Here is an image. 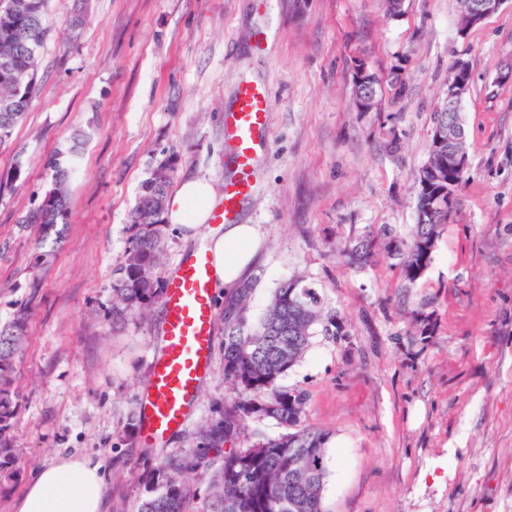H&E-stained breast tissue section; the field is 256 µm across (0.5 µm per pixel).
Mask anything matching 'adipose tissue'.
<instances>
[{"label":"adipose tissue","mask_w":512,"mask_h":512,"mask_svg":"<svg viewBox=\"0 0 512 512\" xmlns=\"http://www.w3.org/2000/svg\"><path fill=\"white\" fill-rule=\"evenodd\" d=\"M217 201L214 186L202 179L184 181L167 203L169 223L196 234L207 224ZM265 246L260 225L238 223L209 226L205 247L216 276L214 287L232 292L253 269ZM17 512H104L99 467L83 458L52 463L37 474L17 505Z\"/></svg>","instance_id":"obj_1"}]
</instances>
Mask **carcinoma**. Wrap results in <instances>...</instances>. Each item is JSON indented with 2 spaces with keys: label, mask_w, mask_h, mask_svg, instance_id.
<instances>
[{
  "label": "carcinoma",
  "mask_w": 512,
  "mask_h": 512,
  "mask_svg": "<svg viewBox=\"0 0 512 512\" xmlns=\"http://www.w3.org/2000/svg\"><path fill=\"white\" fill-rule=\"evenodd\" d=\"M47 0H0V143L24 118L35 90V60L51 30ZM72 163L54 161L53 188L23 220L37 226L38 260L46 264L65 237L69 209L68 172ZM175 165H158L143 185L130 216L128 247L117 289L119 304L112 317L140 316L163 297L165 210ZM448 183L444 173L427 188H418L417 221L406 237L387 227L368 232L345 245L341 253L363 268L382 249L400 260L405 279L414 284L432 261L435 242L448 217L428 211L432 196ZM256 281L250 279L224 298V406L203 424L195 445L177 456L161 457L150 470L138 512H192L193 476L206 475L203 512H324L328 477L327 433L304 426L307 396L288 389L281 378L304 357L316 326L336 334L341 318L326 310L314 287L301 277L275 289L264 315L249 322V301ZM26 314L0 325V496L7 495L21 473L19 449L10 431L18 418L14 374L26 344ZM253 416L271 418L283 429L278 436H259L248 448L237 447ZM230 449H225V445ZM306 457L305 467L294 465Z\"/></svg>",
  "instance_id": "cac0c4a2"
}]
</instances>
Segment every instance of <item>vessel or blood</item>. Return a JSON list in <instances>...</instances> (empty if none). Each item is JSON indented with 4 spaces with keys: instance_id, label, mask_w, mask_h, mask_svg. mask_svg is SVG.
I'll list each match as a JSON object with an SVG mask.
<instances>
[{
    "instance_id": "b4317fda",
    "label": "vessel or blood",
    "mask_w": 512,
    "mask_h": 512,
    "mask_svg": "<svg viewBox=\"0 0 512 512\" xmlns=\"http://www.w3.org/2000/svg\"><path fill=\"white\" fill-rule=\"evenodd\" d=\"M272 100L266 87L241 81L231 109L224 113V141L234 170L224 182V195L210 221L234 224L243 203L254 191L257 159L266 144ZM213 264L199 248L187 254L165 276L162 342L140 398V435L156 443L183 429L210 374L213 303Z\"/></svg>"
}]
</instances>
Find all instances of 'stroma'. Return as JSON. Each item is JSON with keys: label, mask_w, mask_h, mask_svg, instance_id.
<instances>
[{"label": "stroma", "mask_w": 512, "mask_h": 512, "mask_svg": "<svg viewBox=\"0 0 512 512\" xmlns=\"http://www.w3.org/2000/svg\"><path fill=\"white\" fill-rule=\"evenodd\" d=\"M37 91L0 143V324L28 314L15 381L16 512L51 461L99 463L105 512H137L150 466L190 447L224 402V333L186 428L147 446L130 419L161 346L162 304L112 319L130 215L152 170L223 190L224 112L241 79L273 101L270 145L241 219L266 249L249 319L300 276L342 331L315 330L282 383L307 394L304 425L329 435L325 512H512V0L469 29L458 0H49ZM81 17L77 38L67 22ZM378 77L370 111L353 64ZM466 63L467 166L432 261L406 285L377 253L356 271L344 242L416 221V175L448 74ZM80 142L65 240L39 264L20 221Z\"/></svg>", "instance_id": "obj_1"}]
</instances>
